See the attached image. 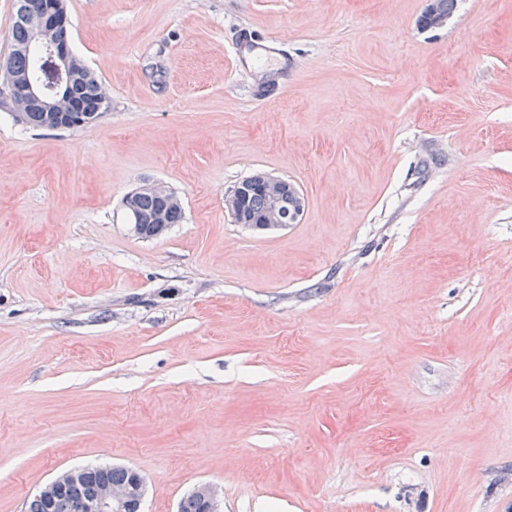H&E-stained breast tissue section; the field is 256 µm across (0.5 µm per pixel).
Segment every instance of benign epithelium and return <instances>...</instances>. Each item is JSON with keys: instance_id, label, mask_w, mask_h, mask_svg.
<instances>
[{"instance_id": "obj_1", "label": "benign epithelium", "mask_w": 512, "mask_h": 512, "mask_svg": "<svg viewBox=\"0 0 512 512\" xmlns=\"http://www.w3.org/2000/svg\"><path fill=\"white\" fill-rule=\"evenodd\" d=\"M21 15L29 29V45L41 48L44 53L43 77L36 80L26 75L17 79L8 72L6 61L1 59L0 71L5 73V79L0 83V102L18 116L37 107L46 112L49 123L56 128L84 126L83 107L73 93L76 62L67 36L65 0H41L34 10L22 9ZM254 190L264 192L272 200V208L257 223L242 206L243 197ZM290 198H300L294 185L279 177L257 173L226 195L224 205L236 223L252 229L270 230L297 223L302 209L298 204L288 202ZM145 224L154 225L158 236L168 229L162 211L149 216H134L130 230L141 238ZM84 473L83 469L68 471L45 485L36 496L50 506L58 494L68 488L75 494V512H127L129 509L141 512L145 485L139 474H134L129 484L103 483L93 492L83 494L79 485ZM195 495L205 502L208 512H220L216 492L211 487L200 486Z\"/></svg>"}]
</instances>
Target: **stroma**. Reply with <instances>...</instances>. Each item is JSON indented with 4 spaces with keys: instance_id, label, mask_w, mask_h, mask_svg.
<instances>
[{
    "instance_id": "35a3bbf8",
    "label": "stroma",
    "mask_w": 512,
    "mask_h": 512,
    "mask_svg": "<svg viewBox=\"0 0 512 512\" xmlns=\"http://www.w3.org/2000/svg\"><path fill=\"white\" fill-rule=\"evenodd\" d=\"M427 4L66 0L110 106L0 109V512L92 465L143 512H512V0ZM256 173L298 223L232 221ZM456 1L457 0H430V3L420 19V25L422 23L427 24L428 17L431 16V14H435L436 17L446 19L435 18L427 24L425 29H440L444 27L447 24V19H449L455 11ZM253 190H260L270 197L272 200L270 210L268 209L271 206V200L264 193ZM245 195L248 196L243 201V208L242 199ZM288 197L297 200L300 198V192L294 185L279 177L257 173L240 182L226 195L224 205L237 224L252 229L270 230L297 223L302 209L299 204L292 201L288 206ZM267 210L264 218L257 223L245 213L246 211L258 220ZM142 190L160 192L162 196L165 198V206L170 208H168L165 212V224L163 210L155 214H152L162 206V201L160 200L159 195L153 192H143L141 194H137V196L134 199L135 208L137 212H139L142 215L149 216H139L134 214V220H131V224L129 225L131 232L135 236L139 238H147L152 231L151 224H154L156 228V234L153 237H158L168 229V224L170 226V224H178L181 222L183 218L182 208H177L181 207L180 199L176 195H171L168 192H166L165 188H163L161 185L146 186L136 190L135 192H132L131 194H128L124 199V206L129 214L130 212H133L134 195ZM143 225L145 236L142 233ZM194 493L196 496L191 493L181 501L180 512H206L205 505L199 498L205 502L209 512L222 511L219 508L216 492L210 486H200Z\"/></svg>"
}]
</instances>
